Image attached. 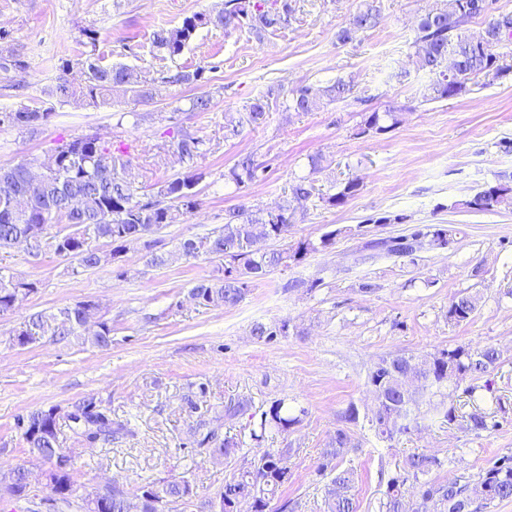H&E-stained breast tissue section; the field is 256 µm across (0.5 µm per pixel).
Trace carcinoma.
<instances>
[{"mask_svg": "<svg viewBox=\"0 0 512 512\" xmlns=\"http://www.w3.org/2000/svg\"><path fill=\"white\" fill-rule=\"evenodd\" d=\"M475 0H445L440 7L421 12L415 21L414 36L409 43L420 63L430 75L423 98L427 101L462 96L478 83L489 85L512 74V64L507 54L499 52V44L477 48L465 35L467 26L479 14L473 9ZM295 12V0H224V9L216 14L197 12L183 19L176 27H161L153 32L154 46L173 59L184 51L198 29L212 25L224 31L245 24L258 36L288 26ZM380 10L373 4L353 15L348 25L339 29L337 41L346 44L358 32L375 28ZM83 82L77 86L66 78L69 62L59 67L61 75L50 89L51 96L61 102L80 98L90 106L108 103L113 92H130L140 99L151 97L146 86H135L128 79V69L122 65H108L101 57L91 53L81 61ZM27 68L13 46L8 34L0 32V72L3 79L20 85L18 74ZM453 71V80L445 81V74ZM354 85L338 79L327 86H303L293 90L283 99L287 110L310 112L320 104L343 100L353 94ZM270 110L269 96L255 97L238 116L224 124V140L240 135L244 127L256 128L266 122ZM49 110L22 107L0 111V126L36 128L47 121ZM399 123L396 112H367L356 128V135L384 134ZM205 141L195 134L181 130L170 142L171 149L180 159L194 165L203 154ZM37 167L41 181L31 188L28 172ZM263 172L252 156L241 157L230 168L228 177L240 188H247L259 179ZM8 188L0 186V250L30 246L39 241L51 226L64 223L70 230H60L56 237V251L68 248L65 257L75 263L72 273L96 268L101 264L99 251L92 247L85 233L77 230L82 226L93 229L95 236L115 245L112 255L129 241H144L148 249L147 264L162 267L168 264L171 254L153 250L148 237L168 223L170 210L181 206L191 211L197 206L196 185L202 175L193 171L164 182L157 191L156 199L143 202L137 197V189L129 178L127 162L122 155L102 143L95 144L88 137L69 141L43 159H23L8 167ZM360 182L349 179L334 193L321 195L329 207L343 205L359 190ZM315 187L306 179L291 186V197L276 210H254L240 205L224 213V224L201 238H188L179 243L178 251L186 257L201 255L224 260L222 276L215 280L204 279L192 289L194 298L207 304L226 308L241 302L248 288L262 280L271 269L287 260L300 261L309 253L324 250L333 245L339 231L322 235L319 241L299 240L285 249L269 250L264 243L270 239L286 240L295 214L306 208L314 196ZM466 206L475 211L493 212L512 209V177L500 178L487 183ZM433 231L443 243L452 240V230L440 226L415 227L407 234L381 238L363 245L360 260L386 254L410 256L415 252L410 239ZM35 291V284L24 288L12 287V281L0 274V314L14 309L20 298ZM479 298L469 292L452 297L448 304V320L454 323L467 321L477 311ZM84 303L59 309L55 313H39L16 330V339L30 340L51 333L54 336H83L85 341L106 347L112 343V328L103 322L96 330L85 329ZM501 364V354L493 346L471 348L457 346L443 349L428 360L416 355H397L383 358L368 375V383H381L382 393L373 414L360 419L359 410L348 405L340 419L344 427L336 430L322 452L317 473L330 478L325 499V512H356L352 494L355 472L339 467V459L351 444L349 426L366 427L380 439L391 440L399 434H407L417 427L419 408L424 396L431 397L443 389L458 386L469 379L473 385L466 389L470 396L477 390L491 391V375ZM482 380L480 387L474 382ZM73 430L88 444L107 441L113 434L125 429V425H113L112 414L103 400L90 395L74 405L69 415ZM299 422L296 417L283 414V403L276 402L261 414L260 433L267 428L285 431ZM16 427L22 432L29 454L50 465L46 472L48 487L66 504L74 486V469L52 468L56 458L72 454L62 447L59 438L56 409L38 410L17 419ZM198 446L212 456L224 458L235 452L236 444L220 439L209 430L198 441ZM286 448L266 453L259 462L242 470L239 475L224 484L220 494V512H271L270 503L279 488L286 482L288 472ZM441 461L424 451L409 454L405 461L406 476L394 478L387 486L383 512H423L426 502L433 500L440 505V512H482L494 505L512 499V454L497 458L490 467L480 471L477 478L462 484L438 483L429 478ZM194 485L188 477L172 476L162 482H152L143 487L140 508L130 510L127 499L119 491L105 486L84 499L83 512H166L173 505L184 503L194 496ZM10 496L24 497L29 493L27 472L24 467L11 469L9 481L0 488Z\"/></svg>", "mask_w": 512, "mask_h": 512, "instance_id": "carcinoma-1", "label": "carcinoma"}]
</instances>
